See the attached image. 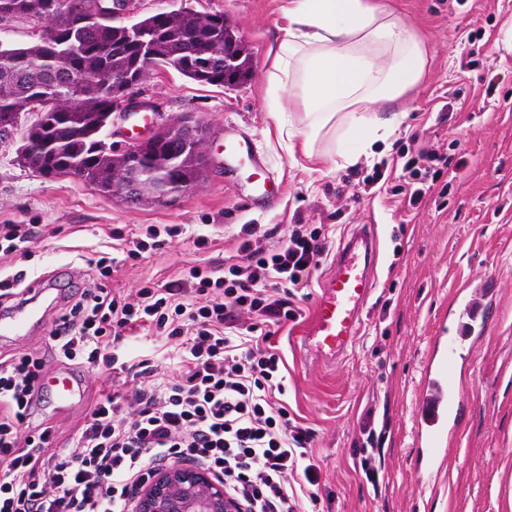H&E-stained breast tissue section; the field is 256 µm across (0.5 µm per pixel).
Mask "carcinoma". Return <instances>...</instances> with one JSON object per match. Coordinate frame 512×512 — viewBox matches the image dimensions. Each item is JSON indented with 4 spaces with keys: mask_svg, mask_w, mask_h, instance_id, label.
Listing matches in <instances>:
<instances>
[{
    "mask_svg": "<svg viewBox=\"0 0 512 512\" xmlns=\"http://www.w3.org/2000/svg\"><path fill=\"white\" fill-rule=\"evenodd\" d=\"M54 0H0V21L24 17L41 24L37 41L11 47L0 41V114L37 112L41 119L28 129L33 137L43 121L55 122L54 152L35 160L30 169H72L90 185L107 179L112 150L105 142V113L112 111V76L135 68L141 50L153 51V67L172 68L201 85L224 86V66L200 74L192 57L199 41L224 61L234 46L233 68L244 78L252 63L238 36L224 28V14L205 17L184 5L158 12L130 26L114 25L94 11L95 0H80L67 14H54ZM125 41L117 52L103 53V42Z\"/></svg>",
    "mask_w": 512,
    "mask_h": 512,
    "instance_id": "carcinoma-1",
    "label": "carcinoma"
}]
</instances>
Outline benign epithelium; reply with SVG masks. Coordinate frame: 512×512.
<instances>
[{"label": "benign epithelium", "mask_w": 512, "mask_h": 512, "mask_svg": "<svg viewBox=\"0 0 512 512\" xmlns=\"http://www.w3.org/2000/svg\"><path fill=\"white\" fill-rule=\"evenodd\" d=\"M208 129L190 117L174 119L152 131L126 140L121 167L106 181L105 190L130 205L147 198L165 204L190 195L210 165ZM55 142L50 136L24 140L22 151L49 154ZM162 153L171 158L174 172L167 176L149 165ZM137 512H234L224 486L196 467L173 466L156 472L141 488Z\"/></svg>", "instance_id": "7a95c632"}]
</instances>
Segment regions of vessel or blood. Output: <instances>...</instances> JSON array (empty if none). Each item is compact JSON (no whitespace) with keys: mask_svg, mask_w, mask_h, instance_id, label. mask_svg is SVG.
Masks as SVG:
<instances>
[{"mask_svg":"<svg viewBox=\"0 0 512 512\" xmlns=\"http://www.w3.org/2000/svg\"><path fill=\"white\" fill-rule=\"evenodd\" d=\"M376 241L370 229L357 231L336 254L332 271L320 285L309 328L300 344L312 359H325L343 352L354 342L362 321V311L376 286L372 274ZM480 300L462 299L456 315L458 334L438 337L440 359L429 367L416 401L417 427L429 437L454 428L458 422L459 402L448 383V373L456 364L458 341L476 344L486 330L485 310L493 302L491 281L481 286ZM31 315L16 307L0 311V335H25Z\"/></svg>","mask_w":512,"mask_h":512,"instance_id":"1","label":"vessel or blood"}]
</instances>
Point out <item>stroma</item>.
Here are the masks:
<instances>
[{"label": "stroma", "instance_id": "stroma-1", "mask_svg": "<svg viewBox=\"0 0 512 512\" xmlns=\"http://www.w3.org/2000/svg\"><path fill=\"white\" fill-rule=\"evenodd\" d=\"M186 1L198 13L221 11L231 20L251 55L250 78L222 88L155 70L117 101L112 122L117 129L140 125L122 113L127 103L146 101L156 123L190 115L207 124L211 166L196 190L169 204L132 207L80 179L41 176L18 157L33 120L21 113L15 128L0 131V224H35L39 233L27 256L0 257V273L56 271L78 286L90 263L112 257L113 231L181 225L182 234L161 249L117 265L110 284L129 291L177 280L198 262L223 270L244 224H271L283 234L335 212L339 245L376 223L377 286L354 344L320 366L294 344L304 324L282 325L274 336L288 404L319 435L320 494L332 512H512V0H385L423 42L428 61L400 103L404 115L393 135L346 167L336 164L349 141L344 128L317 142L324 158L315 164L289 152L265 106L283 0ZM467 52L475 63L463 73L459 59ZM243 132L281 187L272 203L255 198L248 160L224 152L225 139ZM413 133L420 145L462 161L443 175L446 195L417 209L394 195L396 177L364 186L374 165L396 159ZM201 235L209 245L199 250ZM487 277L495 278L499 300L474 352L456 368L463 418L441 435L438 470L427 480L417 471L416 395L436 337L453 331L457 301ZM70 375L51 363L32 423L49 418L66 429L82 414L86 400L57 402L58 382ZM369 407L384 427L373 482L356 466L357 418Z\"/></svg>", "mask_w": 512, "mask_h": 512}]
</instances>
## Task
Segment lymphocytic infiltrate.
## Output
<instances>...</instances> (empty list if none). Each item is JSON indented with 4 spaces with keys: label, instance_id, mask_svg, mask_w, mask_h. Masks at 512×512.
I'll return each instance as SVG.
<instances>
[{
    "label": "lymphocytic infiltrate",
    "instance_id": "1",
    "mask_svg": "<svg viewBox=\"0 0 512 512\" xmlns=\"http://www.w3.org/2000/svg\"><path fill=\"white\" fill-rule=\"evenodd\" d=\"M403 185L417 205L451 161L410 136ZM331 224H292L282 239L241 225L223 275L190 266L136 293L89 280L46 346L0 357V512H135L156 469L196 464L222 480L238 512H307L320 473L307 457L317 434L285 399L275 326L298 322L327 257ZM146 331L175 343L176 372L125 351ZM106 367L111 391L90 399L65 444L52 423L31 426L49 361Z\"/></svg>",
    "mask_w": 512,
    "mask_h": 512
}]
</instances>
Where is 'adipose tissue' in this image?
I'll use <instances>...</instances> for the list:
<instances>
[{"instance_id": "adipose-tissue-1", "label": "adipose tissue", "mask_w": 512, "mask_h": 512, "mask_svg": "<svg viewBox=\"0 0 512 512\" xmlns=\"http://www.w3.org/2000/svg\"><path fill=\"white\" fill-rule=\"evenodd\" d=\"M282 37L271 49L266 105L279 133L300 140L306 156L323 135L345 125L357 145L338 153L356 164L392 135L398 114L380 116L422 80L426 52L402 18L377 0H287ZM302 117L293 120L291 104Z\"/></svg>"}]
</instances>
